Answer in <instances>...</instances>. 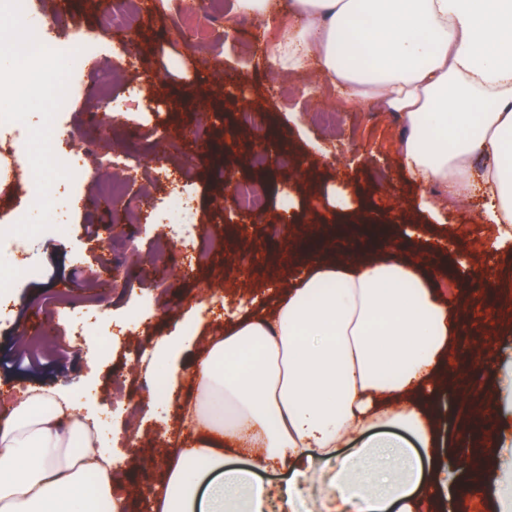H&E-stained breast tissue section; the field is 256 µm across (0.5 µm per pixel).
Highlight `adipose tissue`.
Returning a JSON list of instances; mask_svg holds the SVG:
<instances>
[{
  "instance_id": "ef3b65f1",
  "label": "adipose tissue",
  "mask_w": 512,
  "mask_h": 512,
  "mask_svg": "<svg viewBox=\"0 0 512 512\" xmlns=\"http://www.w3.org/2000/svg\"><path fill=\"white\" fill-rule=\"evenodd\" d=\"M288 14L270 61L317 63L354 101L403 115L400 164L449 197L480 192L493 250L512 247V0H289ZM378 247L308 245L272 311L232 312L206 339L193 397H166L194 438L169 449L155 512H432L478 461L439 460L435 385L457 379L461 323L421 262ZM30 393L0 424V512H95L115 480L97 429ZM233 449L253 469L229 467ZM277 466L288 484L256 482Z\"/></svg>"
}]
</instances>
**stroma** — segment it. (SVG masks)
I'll list each match as a JSON object with an SVG mask.
<instances>
[{
  "mask_svg": "<svg viewBox=\"0 0 512 512\" xmlns=\"http://www.w3.org/2000/svg\"><path fill=\"white\" fill-rule=\"evenodd\" d=\"M144 16L131 29L141 40L142 51L127 50L126 37L106 36L86 63L84 91L74 101L67 127L74 137L72 151L82 143L100 139L102 124L123 126L126 138L115 152L119 170L136 169L137 178L127 198L114 204L97 200L94 180H87L76 194H61L53 209L28 208V222L40 234L28 241V250L38 260L35 277L16 283V301L9 321L0 323V393L21 391L32 385L50 393L69 395L94 408L99 416L102 446L111 451L119 470L114 490L124 512H149L139 496L138 466L152 473L154 486L165 477L164 448L173 442L179 427L168 404H145L141 383L146 374L166 372L167 366L153 352L163 338L175 335L199 314L200 337L211 336L225 308L236 307L240 298L258 296L272 304V285H285L294 269L289 261V242L313 237L317 229L332 223L336 211L330 189L341 179H352L364 198V216L371 225H381L402 243L416 245L428 265L452 270L460 262L475 267L490 256L489 245L496 228L484 222L482 201L449 199L434 183L413 179L399 164L397 148L405 133L401 115L377 104L350 100L338 84L314 68L291 72L274 67L258 49V38L273 41L288 26L287 13L274 23L238 12L235 0H147ZM218 13L217 42L202 46L178 31L181 14ZM22 23L0 18V81L23 95L24 109L41 116L53 109L38 87L26 82L17 64L4 48V41L21 40ZM110 61L114 72L106 74L102 63ZM154 80L144 94L155 98L158 112L142 107V96L132 92L141 72ZM111 78V102L100 106L96 87ZM332 110L335 130L312 119L314 110ZM201 123L224 128V135H211L207 153L196 163L184 164V153L194 151L185 133ZM171 133L173 163L184 166V182L191 192L194 221L203 233L222 239L223 248L213 257L207 275L193 280L183 274L182 257L167 256L164 271L149 261L156 250L159 223L166 220L169 185L159 179L158 161L147 150L160 130ZM287 141L291 167L269 162L263 168L250 165L261 146ZM249 176L260 186L266 207L257 223L245 224L232 198L224 194V175ZM292 196L298 203L290 223L282 202ZM437 201L440 218H432L421 203ZM138 205L151 214L152 223L126 225L123 233L109 231L114 213ZM427 225L425 239L408 234L412 225ZM106 236L108 252L82 247L85 231ZM251 252L259 262L253 276L236 287H225L233 275L239 254ZM495 258L490 290L473 285L463 298L464 337L475 340L467 356L458 357L464 376L477 380L467 397L471 413L482 412L496 402V372L512 360V254ZM69 283L73 297L94 300L98 310L114 323H132L146 312L151 329L133 330L119 337L108 358H98L95 347L99 326L92 325L81 337H73L63 316L50 319V334L41 347L28 351L20 346L29 317H44L48 295L60 283ZM122 379L138 408L130 404L108 405L106 395L114 379ZM498 449L488 451L485 467L463 471L448 497L438 502V512H460L462 491L481 480L483 493L472 500L471 512H497L498 489L512 480V472L500 469Z\"/></svg>",
  "mask_w": 512,
  "mask_h": 512,
  "instance_id": "35a3bbf8",
  "label": "stroma"
}]
</instances>
